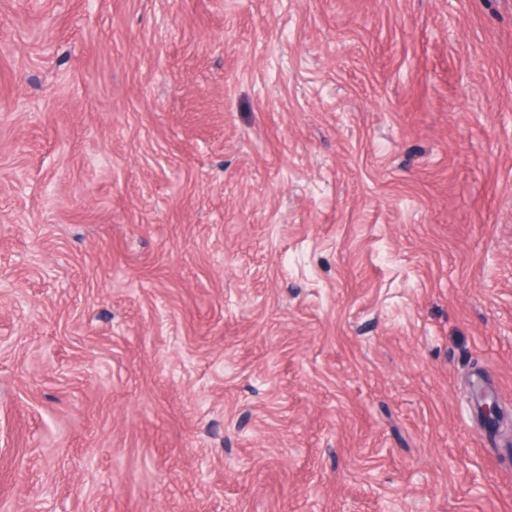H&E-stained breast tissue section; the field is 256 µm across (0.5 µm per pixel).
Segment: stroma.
Masks as SVG:
<instances>
[{
    "mask_svg": "<svg viewBox=\"0 0 512 512\" xmlns=\"http://www.w3.org/2000/svg\"><path fill=\"white\" fill-rule=\"evenodd\" d=\"M4 498L512 512V0H0Z\"/></svg>",
    "mask_w": 512,
    "mask_h": 512,
    "instance_id": "35a3bbf8",
    "label": "stroma"
}]
</instances>
